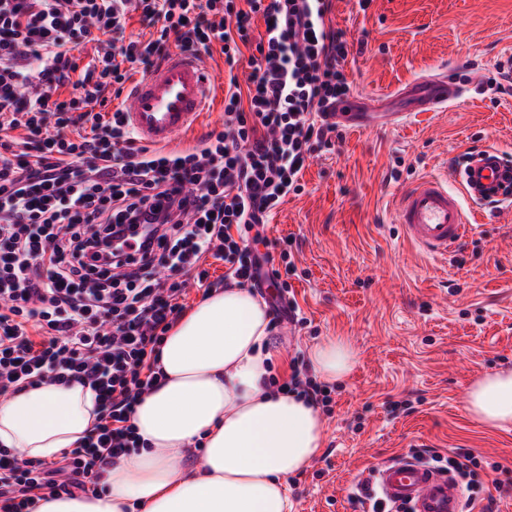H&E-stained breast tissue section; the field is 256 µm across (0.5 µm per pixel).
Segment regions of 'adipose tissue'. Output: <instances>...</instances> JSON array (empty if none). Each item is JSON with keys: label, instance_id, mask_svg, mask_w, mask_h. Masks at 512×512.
Masks as SVG:
<instances>
[{"label": "adipose tissue", "instance_id": "obj_1", "mask_svg": "<svg viewBox=\"0 0 512 512\" xmlns=\"http://www.w3.org/2000/svg\"><path fill=\"white\" fill-rule=\"evenodd\" d=\"M268 323L264 304L238 287L186 312L161 347L160 383L135 408L141 447L104 473L102 491L42 500L34 512H292L291 480L319 452L324 425L312 402L266 387ZM309 360L330 381L355 362L338 340ZM467 406L485 425L512 424V373L479 377ZM95 419L90 388L43 385L0 399V445L51 460Z\"/></svg>", "mask_w": 512, "mask_h": 512}]
</instances>
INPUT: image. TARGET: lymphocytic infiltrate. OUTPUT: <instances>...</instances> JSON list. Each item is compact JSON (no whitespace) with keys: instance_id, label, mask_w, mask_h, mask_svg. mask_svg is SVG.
<instances>
[{"instance_id":"f902f5d3","label":"lymphocytic infiltrate","mask_w":512,"mask_h":512,"mask_svg":"<svg viewBox=\"0 0 512 512\" xmlns=\"http://www.w3.org/2000/svg\"><path fill=\"white\" fill-rule=\"evenodd\" d=\"M333 0H0V397L76 382L96 422L59 460L0 448V512L93 492L138 445L134 408L160 380L187 285L259 288L271 329L297 320L265 227L304 190L352 85ZM138 18L148 40L126 37ZM263 31H255L256 22ZM90 44L87 63L74 55ZM224 57V127L197 145L140 144L111 110L170 47ZM223 262L220 281L210 260Z\"/></svg>"}]
</instances>
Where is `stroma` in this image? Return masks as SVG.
Wrapping results in <instances>:
<instances>
[{"label": "stroma", "instance_id": "35a3bbf8", "mask_svg": "<svg viewBox=\"0 0 512 512\" xmlns=\"http://www.w3.org/2000/svg\"><path fill=\"white\" fill-rule=\"evenodd\" d=\"M332 23L364 43L347 72L358 112H401L391 127L342 126V137L303 171L267 228L289 239L288 276L304 317L271 339L272 379L328 339L349 344L352 371L331 382L321 408L324 444L291 482L293 512H361L351 487L379 463L430 449L483 458L488 512H512V427H488L467 409L472 383L512 370V217L464 199L475 230L443 261L404 241L397 206L425 175L460 189L471 152L512 160V0H333ZM447 71L463 96L435 114L415 113L416 83Z\"/></svg>", "mask_w": 512, "mask_h": 512}]
</instances>
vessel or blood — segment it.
I'll use <instances>...</instances> for the list:
<instances>
[{"label": "vessel or blood", "instance_id": "b4317fda", "mask_svg": "<svg viewBox=\"0 0 512 512\" xmlns=\"http://www.w3.org/2000/svg\"><path fill=\"white\" fill-rule=\"evenodd\" d=\"M431 89L422 109L435 112L459 98V83L447 75L427 77ZM215 76L189 54H174L138 78L126 90L123 112L139 141L164 146L195 127L212 105ZM464 193L448 187L444 176L417 180L401 196L398 216L406 240L421 253L439 259L469 236L461 196L481 204H503V188L512 182V163L487 148L472 157L464 171ZM372 483L387 499L408 502L414 512H464L459 487L418 460L402 456L379 464Z\"/></svg>", "mask_w": 512, "mask_h": 512}]
</instances>
